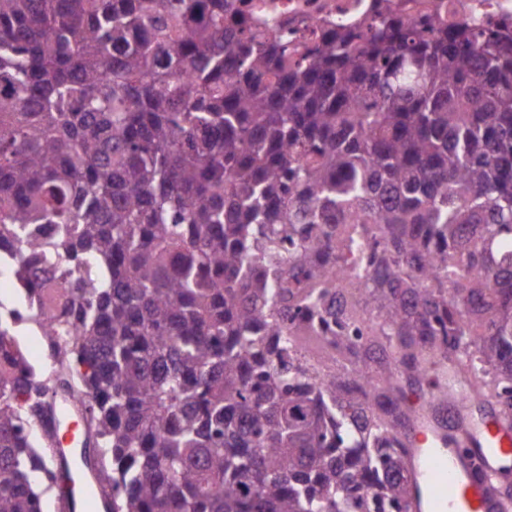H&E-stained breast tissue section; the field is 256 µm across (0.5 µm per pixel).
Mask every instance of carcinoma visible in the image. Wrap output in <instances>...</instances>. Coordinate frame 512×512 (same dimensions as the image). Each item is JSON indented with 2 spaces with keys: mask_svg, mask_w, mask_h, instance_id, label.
Segmentation results:
<instances>
[{
  "mask_svg": "<svg viewBox=\"0 0 512 512\" xmlns=\"http://www.w3.org/2000/svg\"><path fill=\"white\" fill-rule=\"evenodd\" d=\"M2 279L0 512L72 502L55 385L106 512H411L410 395L512 428V24L0 0ZM21 336H17L18 339L25 344L29 345V356L33 363L39 364L42 371L53 377V365L52 362L43 353V349L40 344V337L36 336V333L32 326L22 325L19 329Z\"/></svg>",
  "mask_w": 512,
  "mask_h": 512,
  "instance_id": "carcinoma-1",
  "label": "carcinoma"
}]
</instances>
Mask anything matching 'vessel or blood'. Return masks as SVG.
I'll return each instance as SVG.
<instances>
[{"mask_svg": "<svg viewBox=\"0 0 512 512\" xmlns=\"http://www.w3.org/2000/svg\"><path fill=\"white\" fill-rule=\"evenodd\" d=\"M466 412L464 396L435 389L412 428L418 512H502L501 500L489 484L512 460V438L477 420L471 425V453L449 452L444 446L448 429Z\"/></svg>", "mask_w": 512, "mask_h": 512, "instance_id": "vessel-or-blood-1", "label": "vessel or blood"}]
</instances>
